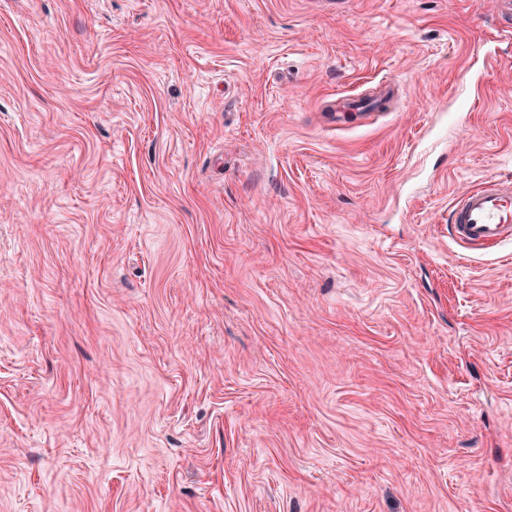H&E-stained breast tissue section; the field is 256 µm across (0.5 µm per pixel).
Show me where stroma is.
I'll return each instance as SVG.
<instances>
[{
    "label": "stroma",
    "instance_id": "35a3bbf8",
    "mask_svg": "<svg viewBox=\"0 0 512 512\" xmlns=\"http://www.w3.org/2000/svg\"><path fill=\"white\" fill-rule=\"evenodd\" d=\"M493 176L495 0H0V512H512ZM451 237L473 252L512 240V179L490 177L455 199L449 212Z\"/></svg>",
    "mask_w": 512,
    "mask_h": 512
}]
</instances>
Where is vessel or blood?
<instances>
[{
    "instance_id": "obj_1",
    "label": "vessel or blood",
    "mask_w": 512,
    "mask_h": 512,
    "mask_svg": "<svg viewBox=\"0 0 512 512\" xmlns=\"http://www.w3.org/2000/svg\"><path fill=\"white\" fill-rule=\"evenodd\" d=\"M451 237L474 252L512 240V179L490 177L455 199L448 217Z\"/></svg>"
}]
</instances>
